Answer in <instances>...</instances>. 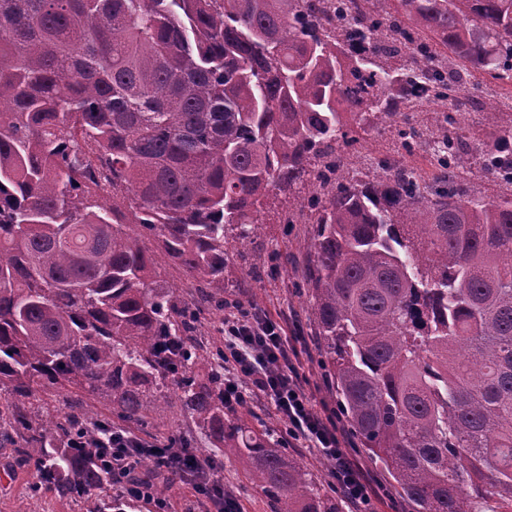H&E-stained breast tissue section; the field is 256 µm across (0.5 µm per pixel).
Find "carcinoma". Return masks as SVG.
<instances>
[{"instance_id":"obj_1","label":"carcinoma","mask_w":512,"mask_h":512,"mask_svg":"<svg viewBox=\"0 0 512 512\" xmlns=\"http://www.w3.org/2000/svg\"><path fill=\"white\" fill-rule=\"evenodd\" d=\"M400 2L0 0V445L35 491L141 512L103 452L175 406L271 512H339L224 409V347L198 339L224 321L229 241L312 187L303 281L351 433L415 512H512V192L471 189L458 135L471 73L512 83V0ZM417 90L448 102L431 180L345 171L374 119L414 147ZM481 165L512 187V125ZM168 266L196 304L161 286ZM47 389L108 413L51 409ZM193 442L163 440L194 481ZM138 467L164 499L155 459Z\"/></svg>"}]
</instances>
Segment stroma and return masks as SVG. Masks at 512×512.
I'll return each mask as SVG.
<instances>
[{"label": "stroma", "instance_id": "obj_1", "mask_svg": "<svg viewBox=\"0 0 512 512\" xmlns=\"http://www.w3.org/2000/svg\"><path fill=\"white\" fill-rule=\"evenodd\" d=\"M480 94L495 96L504 103L512 102V85L489 83L483 85L481 90L469 89L460 94L468 123L464 137L465 158L470 166L469 179L474 190L493 194L497 192L498 185L484 173L477 161V154L481 147L495 141L497 132L494 127L484 124L481 113L476 110L474 101ZM363 152L389 158L424 173L431 169L427 142H419L413 150H404L395 127L386 123L378 124L355 149L350 150L348 161L352 169H359V155ZM299 207V197L278 195L261 217L262 226L258 236L244 243H236V256L224 276L233 299L281 323L289 346L296 350L294 361L298 371L307 389L314 394L318 411L327 415L335 412L337 406L330 379L321 366V341L309 322L310 298L307 290L300 286L313 227L285 221L288 212ZM238 415L253 430L269 431L279 447L287 449L289 455L313 475L318 487L340 498V490L332 485L329 463L316 451L289 442L271 404L255 400L239 408ZM343 437L353 458L380 488V496L373 503V512H412L410 502L401 496L386 472L360 447L351 431H344ZM1 470L5 471L6 476L0 478V512H88L90 504L84 500L72 502L46 495L32 496L31 489L36 482L33 471L9 472L0 462ZM220 474L225 489L236 499L240 512H271L265 497L248 482L244 463L234 449H225Z\"/></svg>", "mask_w": 512, "mask_h": 512}]
</instances>
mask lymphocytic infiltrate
Here are the masks:
<instances>
[{
    "mask_svg": "<svg viewBox=\"0 0 512 512\" xmlns=\"http://www.w3.org/2000/svg\"><path fill=\"white\" fill-rule=\"evenodd\" d=\"M292 353L278 321L236 305L224 317V406L233 411L254 399L269 401L289 439L323 456L357 512H370L375 487L343 448L334 417L316 411Z\"/></svg>",
    "mask_w": 512,
    "mask_h": 512,
    "instance_id": "f902f5d3",
    "label": "lymphocytic infiltrate"
}]
</instances>
